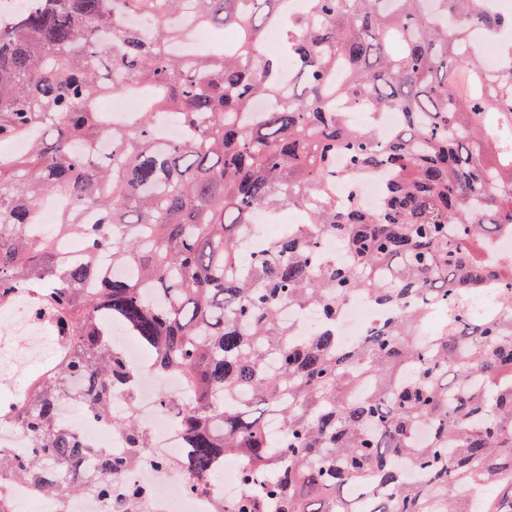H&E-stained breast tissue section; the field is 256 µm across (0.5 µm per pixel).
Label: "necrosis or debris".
Segmentation results:
<instances>
[{"mask_svg":"<svg viewBox=\"0 0 512 512\" xmlns=\"http://www.w3.org/2000/svg\"><path fill=\"white\" fill-rule=\"evenodd\" d=\"M383 317V311L370 297L359 295L344 307L337 331L343 342L352 344ZM42 331V323L31 318L26 304H14L8 325L0 327V372L21 374L31 361L45 359ZM125 352L140 373L136 399L130 402L124 395L114 396L111 411L118 416L125 413L127 407H134L142 427L151 437V446L145 450L140 464L123 476L125 482L146 489V512H216L219 502L230 503L243 496L240 482H229L220 466L204 476L203 489L187 492L186 475L169 464L172 456L180 451V425L158 402L161 393L180 394L183 383L176 376L155 377L142 360L138 344H129Z\"/></svg>","mask_w":512,"mask_h":512,"instance_id":"1","label":"necrosis or debris"}]
</instances>
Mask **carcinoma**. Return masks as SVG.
Instances as JSON below:
<instances>
[{"label": "carcinoma", "mask_w": 512, "mask_h": 512, "mask_svg": "<svg viewBox=\"0 0 512 512\" xmlns=\"http://www.w3.org/2000/svg\"><path fill=\"white\" fill-rule=\"evenodd\" d=\"M479 4L26 0L0 13V144L30 138L22 155L0 152V310L25 299L62 346L26 393H0V424L30 442L0 447V512L18 478L50 512L80 492L143 512L132 483L112 504L148 447L133 414L112 421L132 449L122 458L61 417L68 402L104 420L116 393L134 397L115 326L156 375L184 381L182 396H159L183 430L181 467L242 463L248 493L217 512H267L270 499L279 512H512V260L483 252L512 225V41L484 72L472 32L492 37L505 19ZM269 28L294 67L286 94L261 48ZM198 32L215 38L209 52L173 49ZM131 91L143 106L118 125L100 104ZM338 99L372 123H350ZM389 110L401 124L385 137ZM162 112L190 135L158 138ZM378 171L376 208L336 200V184ZM49 196L65 206L34 238ZM285 206L304 223L246 251L253 212ZM89 209L101 223H85ZM59 235L81 260L62 256ZM326 237L347 264L314 265ZM488 287L501 314L469 315L466 296ZM355 294L390 314L347 345L337 323ZM289 306L316 313L315 335L292 334Z\"/></svg>", "instance_id": "obj_1"}]
</instances>
